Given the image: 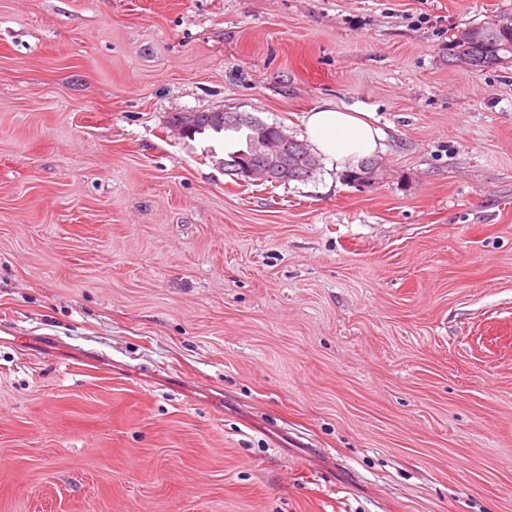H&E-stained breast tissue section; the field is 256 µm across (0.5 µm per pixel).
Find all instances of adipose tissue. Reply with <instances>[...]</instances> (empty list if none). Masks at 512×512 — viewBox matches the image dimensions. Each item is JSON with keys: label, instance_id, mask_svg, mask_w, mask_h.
<instances>
[{"label": "adipose tissue", "instance_id": "ef3b65f1", "mask_svg": "<svg viewBox=\"0 0 512 512\" xmlns=\"http://www.w3.org/2000/svg\"><path fill=\"white\" fill-rule=\"evenodd\" d=\"M305 127L316 150L340 169L376 153L384 139L367 113L331 104L308 112Z\"/></svg>", "mask_w": 512, "mask_h": 512}]
</instances>
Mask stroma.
<instances>
[{"mask_svg": "<svg viewBox=\"0 0 512 512\" xmlns=\"http://www.w3.org/2000/svg\"><path fill=\"white\" fill-rule=\"evenodd\" d=\"M512 0H0V512H512ZM385 134L242 185L243 112ZM496 15L469 27L471 36L459 41L457 33L448 37V64L469 71L496 70L512 64V28L500 27ZM368 116V112L325 104L307 112V136L328 162L342 169L382 148L384 133Z\"/></svg>", "mask_w": 512, "mask_h": 512, "instance_id": "35a3bbf8", "label": "stroma"}]
</instances>
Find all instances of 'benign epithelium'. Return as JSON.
I'll return each mask as SVG.
<instances>
[{
    "mask_svg": "<svg viewBox=\"0 0 512 512\" xmlns=\"http://www.w3.org/2000/svg\"><path fill=\"white\" fill-rule=\"evenodd\" d=\"M249 116L238 112L218 111L212 113V121L219 128L226 124L241 123ZM172 128L184 136L192 135L199 130L196 115L186 113L183 118L170 121ZM255 130L252 152L245 154V159L235 169L237 179L244 183L264 182L275 176H286L295 167L311 169L315 159L308 148L300 147L297 164H292L288 157V142L291 138L280 131L271 133V128L260 123L253 125Z\"/></svg>",
    "mask_w": 512,
    "mask_h": 512,
    "instance_id": "obj_1",
    "label": "benign epithelium"
}]
</instances>
